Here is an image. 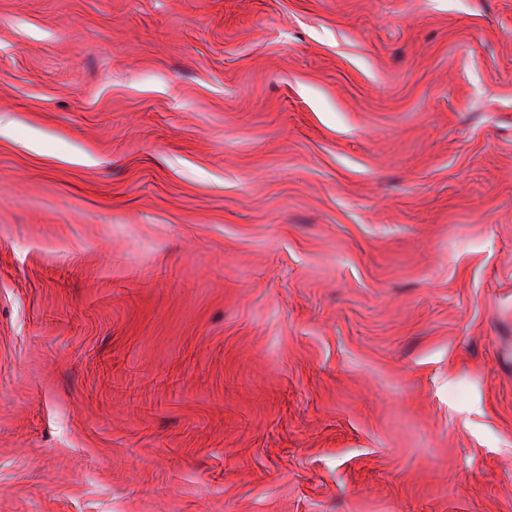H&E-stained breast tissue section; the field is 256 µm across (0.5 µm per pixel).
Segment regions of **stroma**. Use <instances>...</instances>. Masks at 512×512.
I'll return each instance as SVG.
<instances>
[{"label":"stroma","mask_w":512,"mask_h":512,"mask_svg":"<svg viewBox=\"0 0 512 512\" xmlns=\"http://www.w3.org/2000/svg\"><path fill=\"white\" fill-rule=\"evenodd\" d=\"M0 512H512V0H0Z\"/></svg>","instance_id":"obj_1"}]
</instances>
